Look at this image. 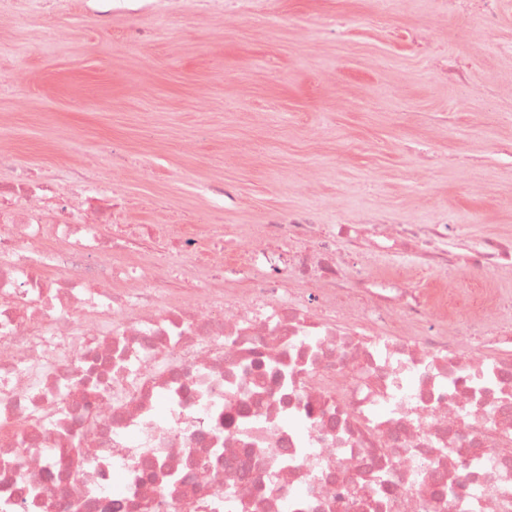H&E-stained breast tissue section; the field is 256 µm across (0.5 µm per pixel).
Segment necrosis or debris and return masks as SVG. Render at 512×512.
Masks as SVG:
<instances>
[{
  "mask_svg": "<svg viewBox=\"0 0 512 512\" xmlns=\"http://www.w3.org/2000/svg\"><path fill=\"white\" fill-rule=\"evenodd\" d=\"M504 0H449L497 37ZM116 224L0 178V512H512V274L448 224ZM151 469H143V460ZM482 283L486 288L496 286L497 288L512 289V278L501 279L494 274L485 275L466 271H460L458 273L455 288H458L460 294H465L469 288H481Z\"/></svg>",
  "mask_w": 512,
  "mask_h": 512,
  "instance_id": "4bbe7bcc",
  "label": "necrosis or debris"
}]
</instances>
